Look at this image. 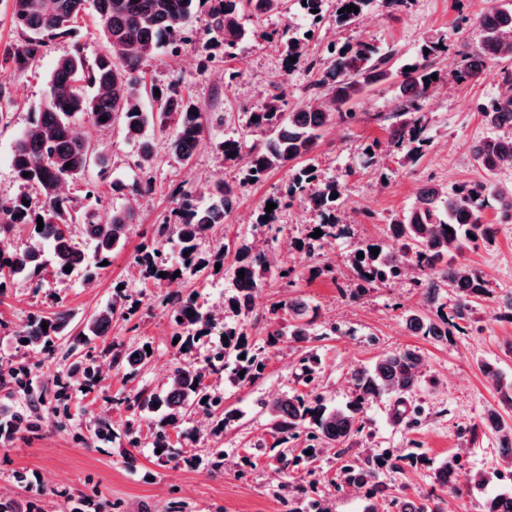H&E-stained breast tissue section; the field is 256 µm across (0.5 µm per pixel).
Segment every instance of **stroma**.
<instances>
[{"label":"stroma","instance_id":"stroma-1","mask_svg":"<svg viewBox=\"0 0 512 512\" xmlns=\"http://www.w3.org/2000/svg\"><path fill=\"white\" fill-rule=\"evenodd\" d=\"M482 9L483 0H409L394 11L385 0H372L360 23L339 28L332 18L315 24L291 7L260 18L244 16L249 39L235 59H216L208 71H201L195 46H184L174 55L160 51L146 67L147 79L157 84L179 81L203 113L204 140L187 162L159 137L154 165L140 171L121 123L102 134L88 118L77 119V129L88 135L97 155L106 156L109 167L101 169L96 159L90 160L84 177L65 184L64 192L80 210L87 189H94L102 200L101 214L130 207L136 222L125 247L99 269L92 283L59 278L48 266L39 273L38 284L16 278L0 293V319L6 323L0 329V363L23 371L21 381L0 387V412L25 414L32 422L31 427L0 439L1 493L23 504L35 503L39 512H292L310 498L325 500L332 512H400L407 498L427 503L431 512H479L481 497L512 489V474L502 461L497 438L489 433L474 440L468 433L470 425L498 400L482 363L494 364L502 377L512 380V319L504 315L505 304L512 299V223H500L496 211L486 210L485 222L498 227L495 237L461 256L485 275L493 289L492 295L477 301L474 323L464 332L435 339L406 330V309H429L412 276L359 295L352 290L355 249L364 242H388L391 218L411 207L419 189L430 183L452 187L485 178L471 147L487 133L480 104L506 89L503 69L489 64L477 81L467 84L454 82L450 75L461 53L474 50L480 40ZM288 25L313 29L308 53L322 60L328 59L331 45L366 40L383 51L396 49L399 61L405 62L415 57L425 40L445 38L448 56L438 64L440 80L421 103L428 146L413 162L394 147L387 118L396 110V88L390 83L374 85L353 104L357 122L327 127L314 152L320 176L341 181L343 196L354 211L348 234L329 240L321 251L323 261L334 269L333 276L315 274L300 248L321 222L306 203L297 201L281 210L282 230L275 241H268L257 226L258 210L283 193L288 182L287 170L277 169L264 181L242 188L224 225L199 241L203 259L210 258L217 242L228 245L222 268L208 275L187 272L172 284L148 278L136 270L135 256L140 243L152 238L157 224L169 217L174 193L195 184L238 181V168L222 162L214 143L229 137L252 142L246 129L248 112L262 94L286 88L291 108L313 95L316 75L307 60L284 69L276 41L267 37ZM76 45L90 60L104 52L93 14L80 20L76 37L48 41L31 66L19 69L0 62V198L25 195L32 204L41 202L36 187L16 177L12 151L42 101L59 57ZM228 68L238 74L229 87L224 84ZM374 142L379 150L370 161L365 150ZM145 177L152 182L149 195L111 190V181L129 185ZM244 243L271 247L294 269L293 286L267 281L260 307L244 319L251 345L263 349L268 358L263 378L241 384L220 374L208 375L207 384L223 394L225 405L236 409L239 419L214 436L203 414L193 415L185 422L184 433L172 435L171 453L163 458L150 445L153 421L142 420L136 461L127 465L112 443L101 440L100 423L121 432L128 417L125 397L143 389L162 391L176 366L203 364L218 344L223 325H216L192 356L182 355L173 343L175 329L165 302L191 297L220 308L234 291L236 250ZM118 293L125 298L128 314L116 317L106 340L95 345L102 372L97 381L87 383L76 375L77 357L60 349L41 352L15 337L29 315L65 310L79 321ZM291 297L307 303L313 335L306 342L285 336L276 346H268V332L283 321L272 307ZM330 327L335 335H327ZM145 343L154 349L145 367L133 370L113 364V345L129 348ZM406 347L416 350L422 360L418 385L406 397L416 412L414 420L395 423V399L382 396L366 405L364 431L342 450L280 470L262 404L303 391L298 375L305 351L314 350L322 362L319 393L328 404L343 406L355 398L349 382L352 369ZM215 448L224 452L219 468L212 464ZM452 454L460 458L454 482L438 485L436 471ZM358 458L374 461L381 484L377 496L342 483V466ZM482 474L491 481L479 490L475 481Z\"/></svg>","mask_w":512,"mask_h":512}]
</instances>
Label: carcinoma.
<instances>
[{"mask_svg":"<svg viewBox=\"0 0 512 512\" xmlns=\"http://www.w3.org/2000/svg\"><path fill=\"white\" fill-rule=\"evenodd\" d=\"M87 0H10L11 24L19 40L3 55L4 62L18 68L30 65L46 42L71 36L83 17ZM302 12L319 23L328 4L337 10L336 24L346 27L360 22L371 0H297ZM286 0H93L96 22L106 42V52L88 62L81 48L60 58L48 81V93L43 104L32 113L29 127L17 139L11 158L16 177L36 186L41 205L23 203L20 195L0 198V270L8 268L14 277L34 279L47 261H52L55 274L68 278L80 274L89 281L101 268L102 262L121 249L134 223L130 209H114L102 218L98 208L89 205L83 212L74 209L72 200L64 196L65 183L81 178L92 156L90 143L76 130L75 119L88 117L95 126L108 129L120 120L125 138L137 149L135 165L141 169L153 166L156 159L152 139L145 136L148 128L164 136L169 149L182 160H190L203 142L204 125L200 109L183 95L176 82L147 83L145 63L156 58L163 47L178 52L186 44H196L203 58V68L214 62V50L223 52L224 60L235 57L239 45L247 38L241 23L244 13L255 17L278 13L285 9ZM353 4L359 12L338 13ZM207 9L209 24L199 33L188 27L195 9ZM483 38L478 49L461 55L452 73L457 82L475 81L490 62L512 63V0L501 4L490 20H481ZM271 37L283 50L284 68L292 65L290 58L307 56V32L292 26ZM429 53H424V49ZM444 41L429 40L421 45L416 60L394 67L393 49L385 52L374 44L359 40L331 51L326 67L318 69L316 85L324 92L317 93L303 106L285 111V92L261 97L248 113L247 128L262 135L248 152L243 142L228 138L214 144L221 158L239 166L236 184L216 183L200 188H188L176 193L174 221L157 225L151 240L141 243L135 262L145 268L148 276L158 280L160 273L167 277L177 271H197L207 262L198 259V242L216 226L224 223L237 203L242 188L263 181L273 170L288 168V185L282 196L272 200L271 212L261 208L257 224L273 227L281 209L300 200L317 210L322 223L318 238L308 237L303 249L313 256L325 240L348 232L345 223L348 212L336 216L341 207L332 195L340 192L335 180H321L311 170L313 164L300 160L311 155L317 147L323 129L336 120L352 122L357 115L350 108L365 90L379 82H391L399 93L396 122L390 125L392 141L406 150L415 160L423 153L428 140L422 137V118L418 115L420 101L435 85L432 75L439 74L434 60L447 54ZM160 94H155V91ZM151 100L156 108L147 110L143 101ZM484 124L491 135L478 140L471 148L474 161L487 179L470 185L448 188L441 184L422 187L413 206L394 217L387 225L395 247L362 243L357 249L354 271L357 290L367 291L409 272L415 274L416 284L436 304L435 317L409 309L404 314L406 327L415 335L442 337L460 323L470 324L477 300L492 294L485 276L459 261L462 251L489 240L494 225L484 222L485 209L496 206L500 223H512V189L495 182L498 172L512 167V93H504L479 106ZM107 121H101V118ZM29 176H23V173ZM43 220L37 230V219ZM18 228L29 229L27 244L21 251L6 249L10 237ZM452 232H447V229ZM96 242L95 261L86 259L75 242V231ZM177 252L178 261L170 262L167 247ZM379 249L376 255L372 248ZM234 272L244 270V278L234 277L236 292L224 300V335L227 340L204 366H184L173 370L167 387L161 393L137 392L126 398L131 411L121 435H112L117 451L124 462L136 461L131 449L140 446L136 422L141 416L161 414L152 433V448L166 455L171 446L170 430H178L186 417L201 412L212 418L215 431L237 419L235 411L224 406V397L217 395L204 383L208 374H224L237 383H255L262 378L265 358L249 345L245 325L235 321L257 306L267 280H286L291 269L278 264L267 252L243 244L238 250ZM70 267L65 272L64 267ZM451 291V304L440 302L441 289ZM280 308L288 314L287 323L268 332L267 343L277 344L283 336L302 342L311 336L310 323L305 320L306 305L290 298ZM117 301L101 308L88 320L71 325L72 316L59 311L53 317L33 315L21 328L19 336L28 344L45 351L67 345L71 354L88 346L91 341L108 335L112 319L118 315ZM171 321L179 330L180 347L190 351L200 337L206 336L217 319L215 312L204 310L192 298L179 300L170 310ZM48 328H42V324ZM113 363L132 369L145 366L151 355L145 346L136 349L113 347ZM420 356L406 348L379 355L368 367L351 372L356 398L344 408H330L322 394L309 390L287 394L264 403L267 421L276 446L282 448L277 460L283 465H296L303 459H313L325 449L336 448L363 429L364 406L383 395H393L398 401L411 392L418 382ZM482 371L490 377L499 393L497 406L489 409L479 422L469 428L471 436L492 432L498 435L504 448L507 466L512 467V381H507L488 362L481 363ZM301 378L310 385L319 378L321 361L313 352L300 359ZM303 439L301 454L288 456L284 445L290 440ZM312 454H306V451ZM459 460L448 458L436 472L441 486L453 482ZM342 480L353 486L371 485V495L377 494L375 467L372 462L347 463ZM481 512H512V490L500 492L479 504Z\"/></svg>","mask_w":512,"mask_h":512,"instance_id":"1","label":"carcinoma"}]
</instances>
